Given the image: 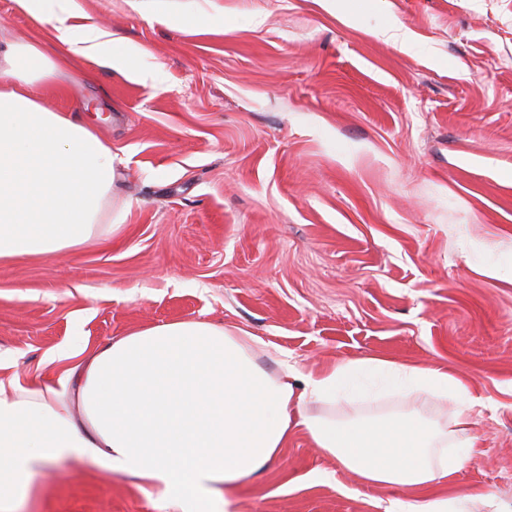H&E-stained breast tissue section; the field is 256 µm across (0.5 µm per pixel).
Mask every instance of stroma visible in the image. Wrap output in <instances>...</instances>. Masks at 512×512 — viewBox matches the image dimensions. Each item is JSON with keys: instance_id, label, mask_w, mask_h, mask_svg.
<instances>
[{"instance_id": "35a3bbf8", "label": "stroma", "mask_w": 512, "mask_h": 512, "mask_svg": "<svg viewBox=\"0 0 512 512\" xmlns=\"http://www.w3.org/2000/svg\"><path fill=\"white\" fill-rule=\"evenodd\" d=\"M159 71L75 55L43 106L112 146L122 231L73 252L0 259V380L47 383L52 353L157 324L254 334L256 362L299 373L384 358L443 368L477 436L436 494L512 512V0H81ZM204 16L199 32L196 16ZM414 34L404 49L384 29ZM34 15L0 0V40ZM497 265L491 275L489 265ZM453 404L392 388L314 405L339 421ZM296 430L234 488L230 512H385ZM22 512H158L132 478L60 462Z\"/></svg>"}]
</instances>
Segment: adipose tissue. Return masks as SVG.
Here are the masks:
<instances>
[{
	"label": "adipose tissue",
	"instance_id": "1",
	"mask_svg": "<svg viewBox=\"0 0 512 512\" xmlns=\"http://www.w3.org/2000/svg\"><path fill=\"white\" fill-rule=\"evenodd\" d=\"M53 34L58 56L40 37L0 43V259L52 255L80 247L99 228L115 179L112 147L67 112L46 110L32 87L56 86L67 54L141 76L138 56L88 27L80 0H14ZM251 333L206 321H175L132 331L90 349L53 354L55 385L0 383V512H17L38 473L59 461H87L132 477L178 512H219L227 488L275 460L291 432L304 428L316 448L358 481L398 486L387 512H473L493 506L474 493L439 499L433 488L472 447L467 384L440 368L357 360L299 373L280 363L261 369ZM456 406L445 431L415 412L379 423L336 422L309 414L313 403L367 394L374 380ZM453 442L456 453L444 450Z\"/></svg>",
	"mask_w": 512,
	"mask_h": 512
}]
</instances>
